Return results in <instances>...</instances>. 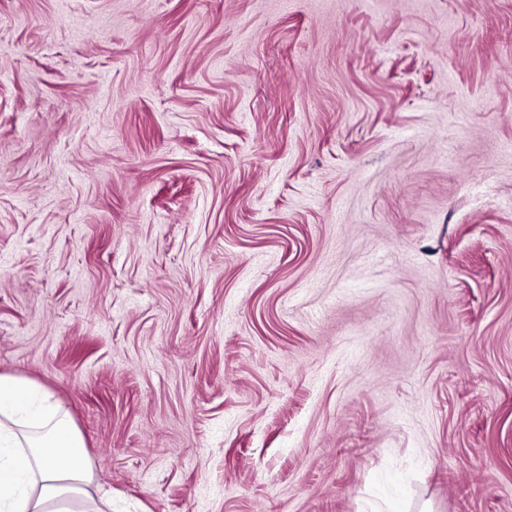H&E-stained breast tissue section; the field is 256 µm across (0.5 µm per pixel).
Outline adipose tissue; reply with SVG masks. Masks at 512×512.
<instances>
[{
  "label": "adipose tissue",
  "mask_w": 512,
  "mask_h": 512,
  "mask_svg": "<svg viewBox=\"0 0 512 512\" xmlns=\"http://www.w3.org/2000/svg\"><path fill=\"white\" fill-rule=\"evenodd\" d=\"M70 458L59 468L58 454ZM109 512L112 492L99 484L70 414L37 383L0 372V512Z\"/></svg>",
  "instance_id": "ef3b65f1"
}]
</instances>
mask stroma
<instances>
[{
	"label": "stroma",
	"instance_id": "obj_1",
	"mask_svg": "<svg viewBox=\"0 0 512 512\" xmlns=\"http://www.w3.org/2000/svg\"><path fill=\"white\" fill-rule=\"evenodd\" d=\"M0 371L112 512H512V0H0Z\"/></svg>",
	"mask_w": 512,
	"mask_h": 512
}]
</instances>
